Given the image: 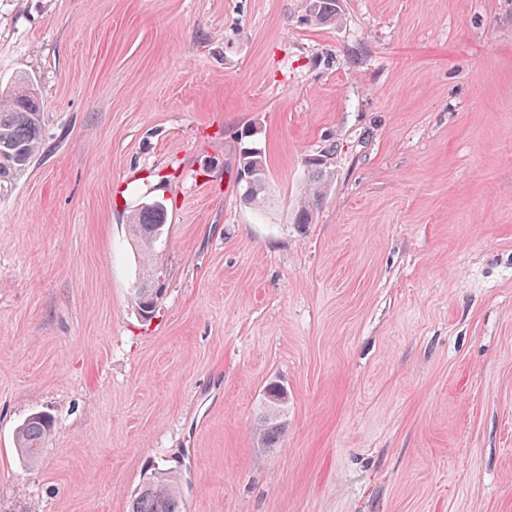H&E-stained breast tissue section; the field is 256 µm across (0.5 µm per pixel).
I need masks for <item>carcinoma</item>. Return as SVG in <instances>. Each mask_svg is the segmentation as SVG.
Segmentation results:
<instances>
[{
	"label": "carcinoma",
	"instance_id": "1",
	"mask_svg": "<svg viewBox=\"0 0 512 512\" xmlns=\"http://www.w3.org/2000/svg\"><path fill=\"white\" fill-rule=\"evenodd\" d=\"M339 0H306V21L310 24H327L336 21ZM43 112L34 89L25 81L7 96L0 97V182L10 180L26 169L38 155L43 144ZM250 131L241 133V146L237 170L253 171L250 190L240 201L253 209H262L269 199L268 166L264 152L247 142ZM326 180L322 165L312 168L311 188L297 203L293 217L295 224L312 223L313 209L322 200ZM167 220V210L147 204L130 217V231L134 245L144 253H151L161 241ZM136 303L141 315L151 316L158 300V290L151 287L148 277H143L141 288L136 291ZM288 403L287 390L271 383L264 391L263 415L258 434L274 445L283 430L282 417ZM55 433L54 419L44 413L30 415L16 431V447L22 458L34 463L41 458ZM129 512H185V497L170 473L156 470L146 478L130 501Z\"/></svg>",
	"mask_w": 512,
	"mask_h": 512
}]
</instances>
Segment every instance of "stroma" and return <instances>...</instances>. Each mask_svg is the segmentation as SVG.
Wrapping results in <instances>:
<instances>
[{
  "instance_id": "obj_1",
  "label": "stroma",
  "mask_w": 512,
  "mask_h": 512,
  "mask_svg": "<svg viewBox=\"0 0 512 512\" xmlns=\"http://www.w3.org/2000/svg\"><path fill=\"white\" fill-rule=\"evenodd\" d=\"M305 6L0 0V94L44 112L0 184V512H128L157 468L186 512H512V0ZM156 200L145 320L128 218ZM306 21L310 24H327L336 21L339 0H306ZM250 137H252L251 132L246 130L241 132V139L239 138L240 142H244L236 158L237 172L244 168H250L253 171L248 195L242 197L240 194L239 198L250 208L262 209L269 199L268 166L264 152L248 141L245 142ZM315 167L312 168V175L309 180L311 188L307 195L303 196L297 203V209L293 217V224H311L313 209L322 200V189L326 180V174L323 173L322 165L312 164ZM148 277V274L145 277H142V286L137 289L135 296L138 309L141 315L145 318L151 317L158 300V290L151 288ZM288 403L287 390L277 384L271 383L264 391L263 415L261 417L258 434L268 445L273 446L280 438L283 430V412ZM55 433L54 419L44 413L30 415L16 431V447L22 458L35 463L41 458Z\"/></svg>"
}]
</instances>
